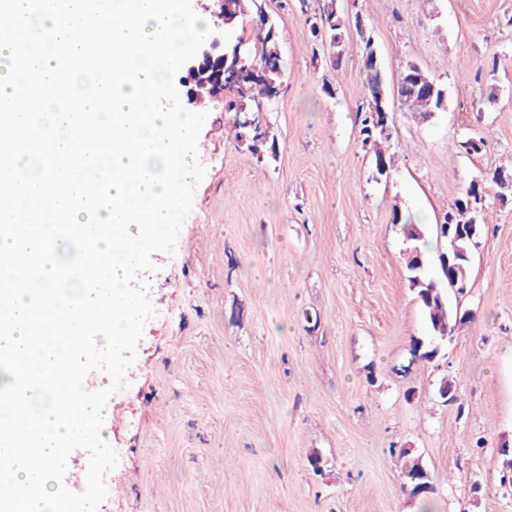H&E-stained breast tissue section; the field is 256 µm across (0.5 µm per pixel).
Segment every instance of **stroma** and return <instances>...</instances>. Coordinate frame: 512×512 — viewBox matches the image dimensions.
Masks as SVG:
<instances>
[{"mask_svg": "<svg viewBox=\"0 0 512 512\" xmlns=\"http://www.w3.org/2000/svg\"><path fill=\"white\" fill-rule=\"evenodd\" d=\"M259 3L286 73L263 114L276 153L239 145L224 96L182 97L208 115L205 175L175 253L138 276L155 314L105 406L118 463L99 512H512V197L487 195L468 288L448 295L470 319L429 361L411 355L428 330L391 221L397 207L433 225L473 177L512 165V0H338L388 79L412 58L447 88L426 119L392 101L379 182L358 134L359 41L313 50L321 0ZM403 448L433 476L428 503L401 488Z\"/></svg>", "mask_w": 512, "mask_h": 512, "instance_id": "obj_1", "label": "stroma"}]
</instances>
